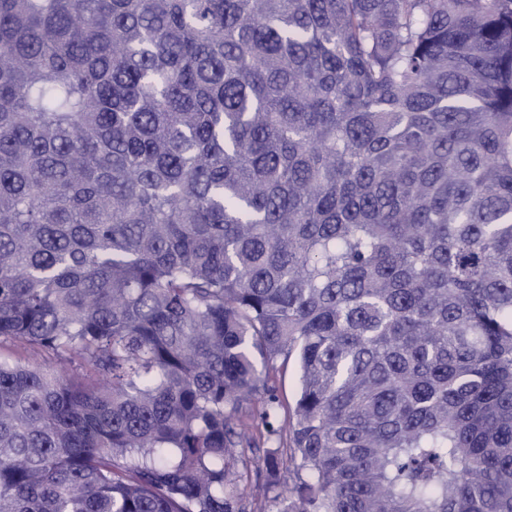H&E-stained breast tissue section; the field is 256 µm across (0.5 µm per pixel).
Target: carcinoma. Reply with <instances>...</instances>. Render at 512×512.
Masks as SVG:
<instances>
[{
	"mask_svg": "<svg viewBox=\"0 0 512 512\" xmlns=\"http://www.w3.org/2000/svg\"><path fill=\"white\" fill-rule=\"evenodd\" d=\"M0 512H512V0H0ZM299 369L294 359L283 363L278 361L276 369L271 372V384H273L285 407L292 404L299 389Z\"/></svg>",
	"mask_w": 512,
	"mask_h": 512,
	"instance_id": "1",
	"label": "carcinoma"
}]
</instances>
